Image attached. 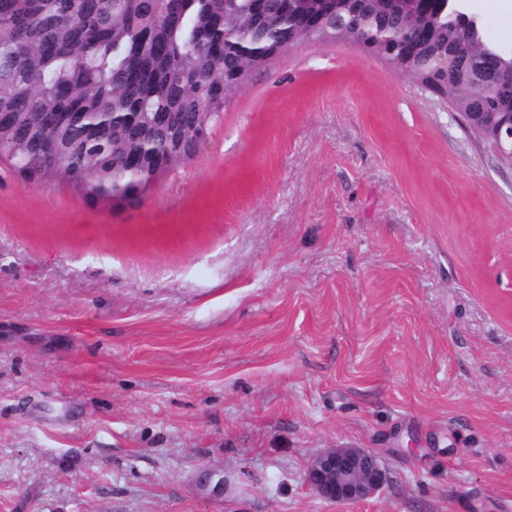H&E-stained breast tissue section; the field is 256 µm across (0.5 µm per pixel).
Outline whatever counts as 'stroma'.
Instances as JSON below:
<instances>
[{"label":"stroma","instance_id":"stroma-1","mask_svg":"<svg viewBox=\"0 0 512 512\" xmlns=\"http://www.w3.org/2000/svg\"><path fill=\"white\" fill-rule=\"evenodd\" d=\"M327 448L386 485L324 500ZM0 512H512V167L348 41L137 203L0 158ZM306 482L322 498L350 503L377 493L386 482L375 454L361 448H328L309 462Z\"/></svg>","mask_w":512,"mask_h":512}]
</instances>
